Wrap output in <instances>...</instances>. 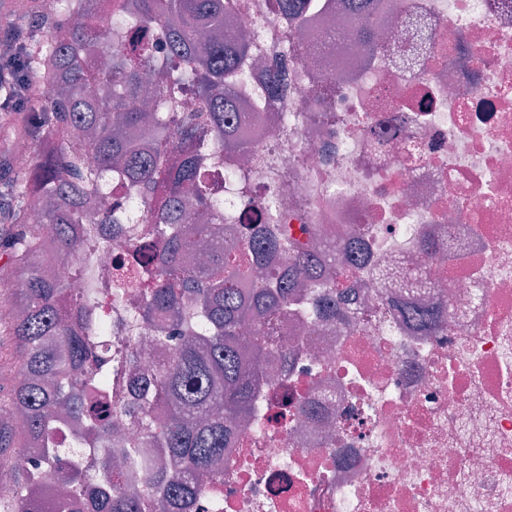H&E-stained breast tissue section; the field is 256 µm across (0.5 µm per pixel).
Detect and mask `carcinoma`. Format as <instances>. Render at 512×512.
<instances>
[{"instance_id": "cac0c4a2", "label": "carcinoma", "mask_w": 512, "mask_h": 512, "mask_svg": "<svg viewBox=\"0 0 512 512\" xmlns=\"http://www.w3.org/2000/svg\"><path fill=\"white\" fill-rule=\"evenodd\" d=\"M60 0V14L43 16L48 37L28 42L35 87L22 112H9L5 128L14 141L36 147L35 162L22 170L0 155V281L18 316L0 324L14 337L26 384L13 390L8 421L0 419V464L10 448L34 444L45 490L24 468L0 489V512H194L212 467L224 454L239 423L252 417L264 385L262 363L280 348V319L306 300L318 313L336 319V305L318 293L336 289L338 257L350 246L345 237L317 246L314 224L248 228L244 245L211 248L207 262L190 267L183 257L195 240L182 225L193 217L224 223V150L236 137L227 120L233 85L248 36L224 42L226 0ZM285 20L327 9L332 0H278ZM112 11L113 31L132 26L143 34L116 46L98 18ZM168 55L154 90L158 112L130 111L126 98L142 92V72L158 50ZM189 90L196 112L175 108ZM119 185L143 199L146 214L136 221L139 245L134 259L116 266L112 289L128 303L137 325L161 314L155 344L173 346L174 360L146 379L139 410L166 405L146 423L140 446L99 450L112 438V424L130 412L112 403V347L97 317L98 288L79 294L68 286L88 267L75 265L85 251L87 227L120 228V217L105 202L104 189ZM59 227L48 243L29 223L33 210ZM288 252L283 269L273 257ZM407 318L424 332L440 313L410 308ZM250 326L252 342L241 328ZM252 360L242 366L243 355ZM74 433V446L50 440L57 426ZM163 448L176 471L142 469L151 496L137 487L112 486V463L138 467L139 448ZM99 457L98 473L86 466V449Z\"/></svg>"}]
</instances>
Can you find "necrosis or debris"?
<instances>
[{"mask_svg":"<svg viewBox=\"0 0 512 512\" xmlns=\"http://www.w3.org/2000/svg\"><path fill=\"white\" fill-rule=\"evenodd\" d=\"M224 36L254 44L233 80L241 128L225 165L216 245L235 218L276 197L292 224L353 230L365 266L345 262L343 319H282L291 362L267 358L262 410L216 462L202 505L222 512H512V0H377L345 24L336 11L284 23L277 0H233ZM281 41L287 87L261 65ZM331 92H324V85ZM280 148L279 171L257 162ZM454 262H427L421 241ZM426 263L429 286L405 270ZM451 300L431 333L402 304ZM102 318L125 332L113 296ZM128 352L155 369L174 352ZM317 416L301 413L304 405Z\"/></svg>","mask_w":512,"mask_h":512,"instance_id":"1","label":"necrosis or debris"}]
</instances>
